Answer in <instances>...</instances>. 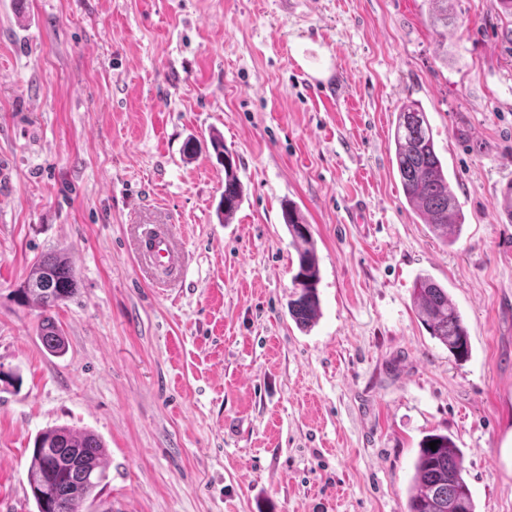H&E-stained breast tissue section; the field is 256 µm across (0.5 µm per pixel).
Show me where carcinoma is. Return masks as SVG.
<instances>
[{
	"instance_id": "obj_1",
	"label": "carcinoma",
	"mask_w": 512,
	"mask_h": 512,
	"mask_svg": "<svg viewBox=\"0 0 512 512\" xmlns=\"http://www.w3.org/2000/svg\"><path fill=\"white\" fill-rule=\"evenodd\" d=\"M429 23L433 29L448 28L452 22L451 0H429ZM395 163L408 204L443 240L464 224L458 199L448 182L435 150L426 113L415 104L401 106L394 128ZM210 145L224 158V193L218 205L219 219L226 224L238 209L243 188L224 138L210 135ZM283 220L298 243V264L292 283L294 298L288 311L296 325L308 330L320 316L317 291L319 266L309 225L291 203L283 207ZM77 291L75 271L68 257L50 252L39 258L17 290L21 303H34L40 310L39 336L49 352L66 349L64 331L53 315L54 309ZM417 315L430 336L444 345L457 360L468 355V331L461 312L448 297V289L423 277L413 290ZM437 442L436 449L429 443ZM106 449L93 432H77L65 426L47 428L33 442L27 482L37 512H81V506L95 499L105 479ZM407 512H475L471 490L464 478L463 454L443 434L427 436L415 461L414 491Z\"/></svg>"
}]
</instances>
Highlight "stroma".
Segmentation results:
<instances>
[{"instance_id":"stroma-1","label":"stroma","mask_w":512,"mask_h":512,"mask_svg":"<svg viewBox=\"0 0 512 512\" xmlns=\"http://www.w3.org/2000/svg\"><path fill=\"white\" fill-rule=\"evenodd\" d=\"M0 0V512H36L33 440L106 444L86 512H406L420 442L450 436L476 512H512V20L494 0ZM419 104L465 217L407 204L391 133ZM219 131L244 197L216 208ZM200 142L187 155L188 140ZM296 203L321 316L288 313ZM167 229L179 267L141 257ZM64 253L47 352L16 290ZM448 290L470 355L432 338ZM430 4H432V10L429 13V23L430 26L440 35H443L442 32H439L438 28H444L446 32H448V25L452 22V17L450 15V5L449 2L451 0H428ZM417 315L430 336L444 345L457 360L469 352L468 331L461 312L448 297L447 288L423 277L413 290Z\"/></svg>"}]
</instances>
